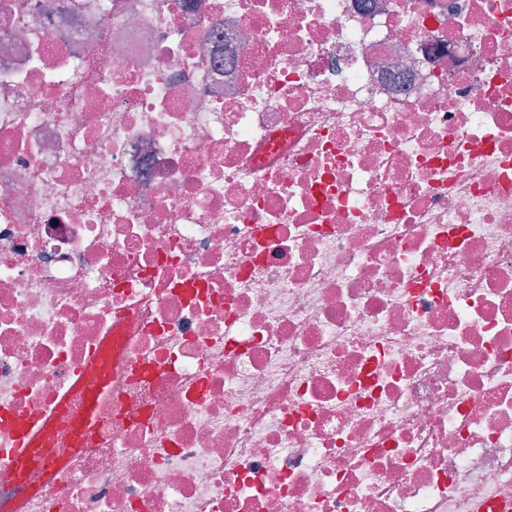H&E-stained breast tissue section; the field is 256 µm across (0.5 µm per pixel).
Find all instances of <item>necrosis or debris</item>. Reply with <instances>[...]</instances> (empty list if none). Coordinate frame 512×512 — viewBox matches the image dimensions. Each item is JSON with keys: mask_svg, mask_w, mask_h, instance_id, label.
<instances>
[{"mask_svg": "<svg viewBox=\"0 0 512 512\" xmlns=\"http://www.w3.org/2000/svg\"><path fill=\"white\" fill-rule=\"evenodd\" d=\"M51 412L24 512H512V0H0V512ZM108 395L109 390L105 381H101L96 388L86 392L82 412L71 423L73 435L72 448H75L73 452L77 453L83 449L79 448L82 438L98 426L100 411ZM56 416H43L33 424L20 440V446L15 453L14 474L21 479L31 466L38 460L42 448L49 443L56 422Z\"/></svg>", "mask_w": 512, "mask_h": 512, "instance_id": "obj_1", "label": "necrosis or debris"}]
</instances>
